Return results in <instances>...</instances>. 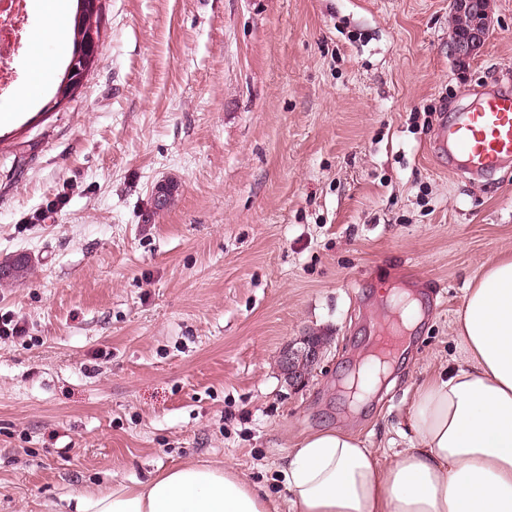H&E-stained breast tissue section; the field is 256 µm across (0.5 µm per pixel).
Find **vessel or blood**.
<instances>
[{
    "instance_id": "b4317fda",
    "label": "vessel or blood",
    "mask_w": 512,
    "mask_h": 512,
    "mask_svg": "<svg viewBox=\"0 0 512 512\" xmlns=\"http://www.w3.org/2000/svg\"><path fill=\"white\" fill-rule=\"evenodd\" d=\"M435 150L448 156L449 166L463 164L483 177L512 162V93L487 87L475 106L455 113L437 132Z\"/></svg>"
}]
</instances>
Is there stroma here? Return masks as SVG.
<instances>
[{"label":"stroma","instance_id":"35a3bbf8","mask_svg":"<svg viewBox=\"0 0 512 512\" xmlns=\"http://www.w3.org/2000/svg\"><path fill=\"white\" fill-rule=\"evenodd\" d=\"M457 66L448 0H103L97 62L59 108L0 125V512L188 461L232 465L292 512L303 435L410 447L416 389L512 257V164L475 178L430 146L486 87L512 92V0ZM177 189L155 212L158 182ZM396 288L423 322L390 385L344 381ZM319 336L299 386L279 351Z\"/></svg>","mask_w":512,"mask_h":512}]
</instances>
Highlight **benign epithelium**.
<instances>
[{
  "mask_svg": "<svg viewBox=\"0 0 512 512\" xmlns=\"http://www.w3.org/2000/svg\"><path fill=\"white\" fill-rule=\"evenodd\" d=\"M451 21H463L462 29L448 40V54L468 59L483 46L494 29L492 0H448ZM323 342L319 336L300 338V346L287 345L279 352L278 367L291 386H298L319 361Z\"/></svg>",
  "mask_w": 512,
  "mask_h": 512,
  "instance_id": "7a95c632",
  "label": "benign epithelium"
}]
</instances>
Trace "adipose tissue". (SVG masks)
Masks as SVG:
<instances>
[{"label":"adipose tissue","mask_w":512,"mask_h":512,"mask_svg":"<svg viewBox=\"0 0 512 512\" xmlns=\"http://www.w3.org/2000/svg\"><path fill=\"white\" fill-rule=\"evenodd\" d=\"M464 355L420 386L411 445L380 463L347 430L288 455L293 512H512V257L484 263L458 314ZM76 512H278L228 466L186 462L145 482L78 495Z\"/></svg>","instance_id":"adipose-tissue-1"}]
</instances>
